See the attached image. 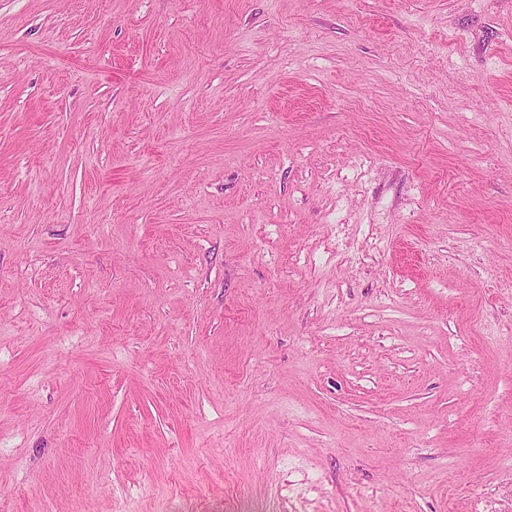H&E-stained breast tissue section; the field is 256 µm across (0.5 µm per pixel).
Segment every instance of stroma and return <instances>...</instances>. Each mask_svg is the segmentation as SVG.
I'll return each mask as SVG.
<instances>
[{
  "mask_svg": "<svg viewBox=\"0 0 512 512\" xmlns=\"http://www.w3.org/2000/svg\"><path fill=\"white\" fill-rule=\"evenodd\" d=\"M512 512V0H0V512Z\"/></svg>",
  "mask_w": 512,
  "mask_h": 512,
  "instance_id": "obj_1",
  "label": "stroma"
}]
</instances>
